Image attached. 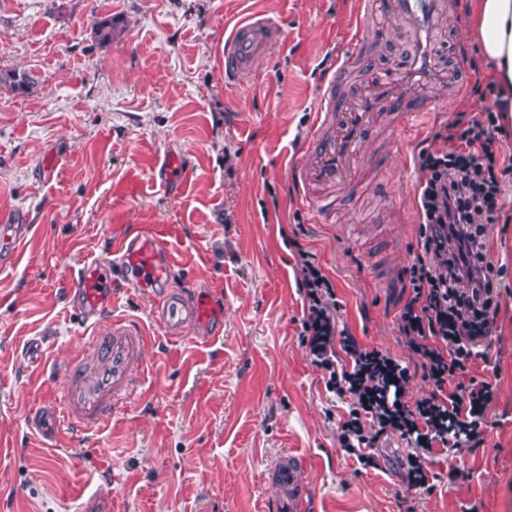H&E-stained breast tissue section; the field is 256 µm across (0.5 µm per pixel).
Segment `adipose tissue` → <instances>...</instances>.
I'll list each match as a JSON object with an SVG mask.
<instances>
[{"instance_id": "1", "label": "adipose tissue", "mask_w": 512, "mask_h": 512, "mask_svg": "<svg viewBox=\"0 0 512 512\" xmlns=\"http://www.w3.org/2000/svg\"><path fill=\"white\" fill-rule=\"evenodd\" d=\"M478 47L501 91L497 109L512 121V0H471Z\"/></svg>"}]
</instances>
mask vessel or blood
<instances>
[{
  "label": "vessel or blood",
  "instance_id": "obj_1",
  "mask_svg": "<svg viewBox=\"0 0 512 512\" xmlns=\"http://www.w3.org/2000/svg\"><path fill=\"white\" fill-rule=\"evenodd\" d=\"M354 37L363 40L365 24L375 15L396 21L410 49L386 76L359 78L357 55H340L321 88L320 107L302 156L292 170L307 201L320 217L333 210L332 191H358L364 179L378 175L368 151L384 129L405 128L425 111L426 97L460 89L463 67L448 68L435 45L444 19L456 12L455 0H356ZM278 30L269 18L237 21L224 41V73L234 84L250 74L266 55ZM111 261L82 257L68 280L67 294L82 314L90 334L86 349L64 371L58 404L43 403L29 417L30 427L45 442L61 430L87 435L107 426L127 400L141 391L145 377L143 325L112 313V287L152 288L156 311L166 327L179 332L194 327L203 342L224 332L216 322L211 291L182 290L169 285L175 257L158 225L135 226L112 243ZM275 490L274 512H306L307 489L297 455L281 457L265 474Z\"/></svg>",
  "mask_w": 512,
  "mask_h": 512
}]
</instances>
